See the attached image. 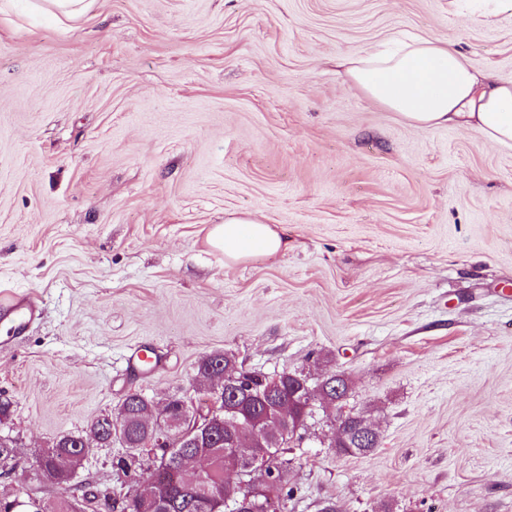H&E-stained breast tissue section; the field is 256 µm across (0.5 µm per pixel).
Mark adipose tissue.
<instances>
[{
  "label": "adipose tissue",
  "mask_w": 512,
  "mask_h": 512,
  "mask_svg": "<svg viewBox=\"0 0 512 512\" xmlns=\"http://www.w3.org/2000/svg\"><path fill=\"white\" fill-rule=\"evenodd\" d=\"M368 97L420 128H471L512 150V81L473 66L447 42L416 37L385 51L341 62ZM208 243L225 260L276 254L288 244L256 218H231L215 225Z\"/></svg>",
  "instance_id": "ef3b65f1"
}]
</instances>
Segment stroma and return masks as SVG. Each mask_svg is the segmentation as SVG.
Returning <instances> with one entry per match:
<instances>
[{
	"instance_id": "1",
	"label": "stroma",
	"mask_w": 512,
	"mask_h": 512,
	"mask_svg": "<svg viewBox=\"0 0 512 512\" xmlns=\"http://www.w3.org/2000/svg\"><path fill=\"white\" fill-rule=\"evenodd\" d=\"M403 35L512 79V0H0V394L22 461L228 351L346 374L381 443L290 449L285 512H512V150L421 129L338 61ZM288 243L228 263L213 225ZM150 353L146 370L134 353ZM120 443L78 476L124 497ZM94 0H35V10L53 18L63 16L72 21L80 20L91 9Z\"/></svg>"
}]
</instances>
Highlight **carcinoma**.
<instances>
[{
  "mask_svg": "<svg viewBox=\"0 0 512 512\" xmlns=\"http://www.w3.org/2000/svg\"><path fill=\"white\" fill-rule=\"evenodd\" d=\"M196 392L215 401L230 392V404H221L211 419L197 413L183 396L170 401L175 422L172 434L184 438V447L168 446L166 436L153 421L157 404L136 393L122 400L115 412L96 417L86 430L57 436L49 448L42 450L33 464L36 481L57 492L52 499L37 497L24 485L11 497H0V512H75L82 503L96 498L88 483L74 482L76 470L86 456L85 448L112 446V424L123 427L120 442L127 449L124 456L112 461L117 472L134 476L132 496L121 500L106 497L104 512H208L212 499L224 497L222 512H236V499L245 495L240 487L225 486V472L237 465L230 441L240 443L257 439V448L268 456L269 465L242 475L248 485L264 491L257 497L256 512H283L294 488L288 486L283 458L290 439L276 431L261 433L278 408L312 390L317 392L312 405L304 412L296 441L303 443L308 420L320 409L342 408L349 396V378L343 374L313 377L299 370H284L273 379L258 371H245L236 365L234 355L214 351L203 355L195 366ZM13 402L0 397V449L15 446L10 433L4 432L12 416ZM369 424L362 414H351L342 422L334 448L341 454L367 455L379 445L375 440L358 441L359 427ZM17 457L0 452V478L16 474Z\"/></svg>",
  "mask_w": 512,
  "mask_h": 512,
  "instance_id": "1",
  "label": "carcinoma"
}]
</instances>
